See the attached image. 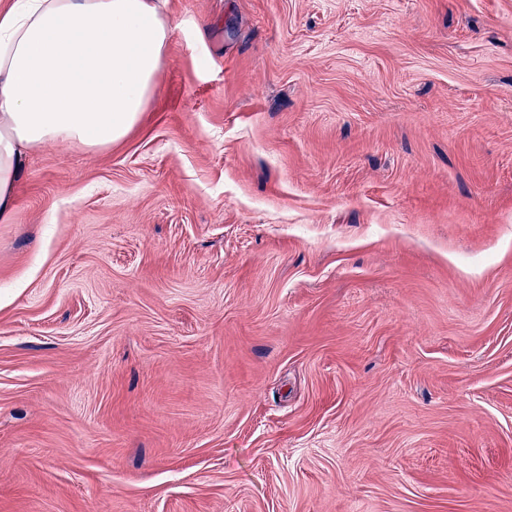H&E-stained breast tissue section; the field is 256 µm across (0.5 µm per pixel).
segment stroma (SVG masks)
Returning <instances> with one entry per match:
<instances>
[{
	"mask_svg": "<svg viewBox=\"0 0 512 512\" xmlns=\"http://www.w3.org/2000/svg\"><path fill=\"white\" fill-rule=\"evenodd\" d=\"M158 7L0 224V512H512V0Z\"/></svg>",
	"mask_w": 512,
	"mask_h": 512,
	"instance_id": "35a3bbf8",
	"label": "stroma"
}]
</instances>
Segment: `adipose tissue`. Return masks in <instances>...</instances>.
Listing matches in <instances>:
<instances>
[{"instance_id": "adipose-tissue-1", "label": "adipose tissue", "mask_w": 512, "mask_h": 512, "mask_svg": "<svg viewBox=\"0 0 512 512\" xmlns=\"http://www.w3.org/2000/svg\"><path fill=\"white\" fill-rule=\"evenodd\" d=\"M175 28L155 0H12L0 10V223L49 143L110 147L138 124Z\"/></svg>"}]
</instances>
